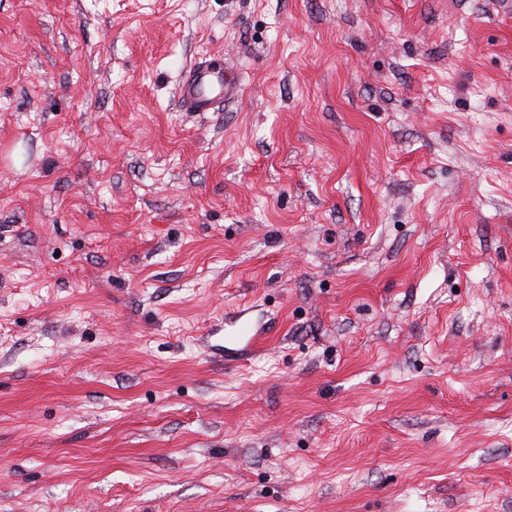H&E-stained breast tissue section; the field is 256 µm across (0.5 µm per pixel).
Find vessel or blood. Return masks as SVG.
<instances>
[{
    "mask_svg": "<svg viewBox=\"0 0 512 512\" xmlns=\"http://www.w3.org/2000/svg\"><path fill=\"white\" fill-rule=\"evenodd\" d=\"M241 83L235 65L224 57L203 60L192 66L177 87L182 109L188 112H219L240 97Z\"/></svg>",
    "mask_w": 512,
    "mask_h": 512,
    "instance_id": "1",
    "label": "vessel or blood"
}]
</instances>
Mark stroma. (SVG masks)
<instances>
[{
  "instance_id": "stroma-1",
  "label": "stroma",
  "mask_w": 512,
  "mask_h": 512,
  "mask_svg": "<svg viewBox=\"0 0 512 512\" xmlns=\"http://www.w3.org/2000/svg\"><path fill=\"white\" fill-rule=\"evenodd\" d=\"M0 512H512V0H0ZM241 83L235 65L224 57H213L192 66L177 87L182 109L187 112H220L240 97Z\"/></svg>"
}]
</instances>
